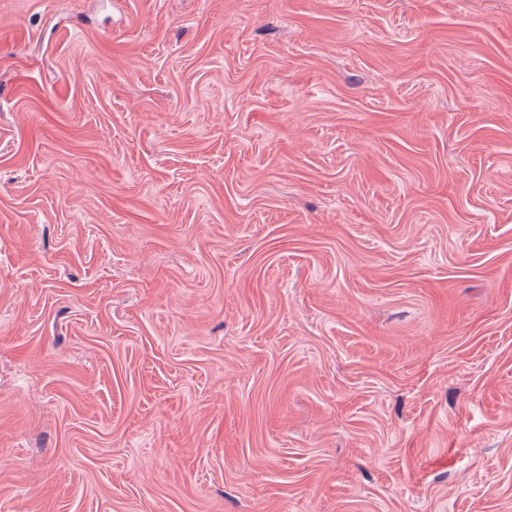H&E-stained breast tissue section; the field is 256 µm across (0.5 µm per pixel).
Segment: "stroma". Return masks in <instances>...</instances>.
<instances>
[{"label": "stroma", "instance_id": "1", "mask_svg": "<svg viewBox=\"0 0 512 512\" xmlns=\"http://www.w3.org/2000/svg\"><path fill=\"white\" fill-rule=\"evenodd\" d=\"M0 512H512V0H0Z\"/></svg>", "mask_w": 512, "mask_h": 512}]
</instances>
